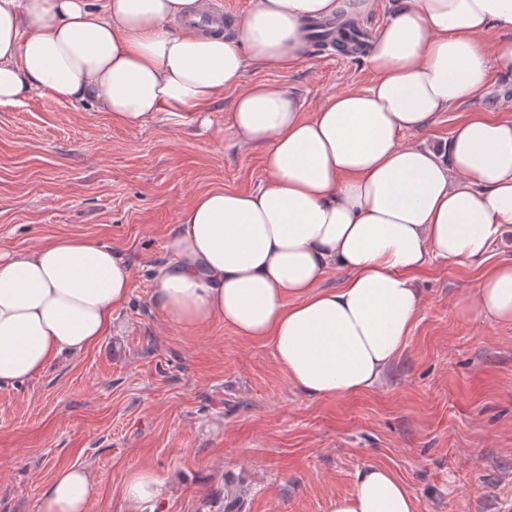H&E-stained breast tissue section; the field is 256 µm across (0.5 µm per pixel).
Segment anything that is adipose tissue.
Listing matches in <instances>:
<instances>
[{"label":"adipose tissue","instance_id":"1","mask_svg":"<svg viewBox=\"0 0 512 512\" xmlns=\"http://www.w3.org/2000/svg\"><path fill=\"white\" fill-rule=\"evenodd\" d=\"M370 6L254 0L232 32L205 33L188 25L200 0H0V105L40 91L134 127L207 111L238 88L230 129L261 148L266 178L181 209L149 303L178 329L220 322L270 342L312 399L378 385L419 312L417 273L483 260L512 230V121L473 112L441 144L415 140L438 113L483 95L490 62L512 72V0H401L369 40L371 85L313 112L278 85L241 88L249 66L296 68L310 22ZM492 27L508 38L491 47ZM333 272L342 285L323 287ZM132 278L128 258L93 238L0 253V388L109 334ZM467 303L512 325V262L483 273ZM96 494L75 465L56 473L39 512H87ZM329 512H417V500L390 469L369 466Z\"/></svg>","mask_w":512,"mask_h":512}]
</instances>
